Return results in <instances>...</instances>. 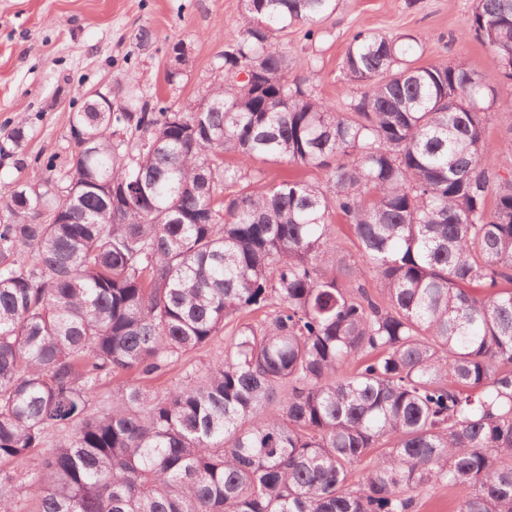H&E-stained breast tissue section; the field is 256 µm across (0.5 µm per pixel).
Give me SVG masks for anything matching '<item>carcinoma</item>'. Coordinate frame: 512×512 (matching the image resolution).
I'll return each instance as SVG.
<instances>
[{
    "label": "carcinoma",
    "mask_w": 512,
    "mask_h": 512,
    "mask_svg": "<svg viewBox=\"0 0 512 512\" xmlns=\"http://www.w3.org/2000/svg\"><path fill=\"white\" fill-rule=\"evenodd\" d=\"M337 2L241 0L224 75L255 62L253 86L221 81L205 112L114 88L116 111L72 113L63 172L3 203L0 465L24 469L0 512L27 491L33 512H419L440 485L456 512H512V170L486 92L366 30L343 106L289 80L276 35ZM464 30L512 80V0ZM25 138L1 132L0 160ZM259 157L321 178L266 184ZM222 350L224 351V338L222 339L221 337H218L208 348L191 354L188 360L179 362L173 369L164 375L153 379L149 383V386L155 391H162L174 382H177L184 374V371L191 370L192 368H202L215 353Z\"/></svg>",
    "instance_id": "carcinoma-1"
}]
</instances>
